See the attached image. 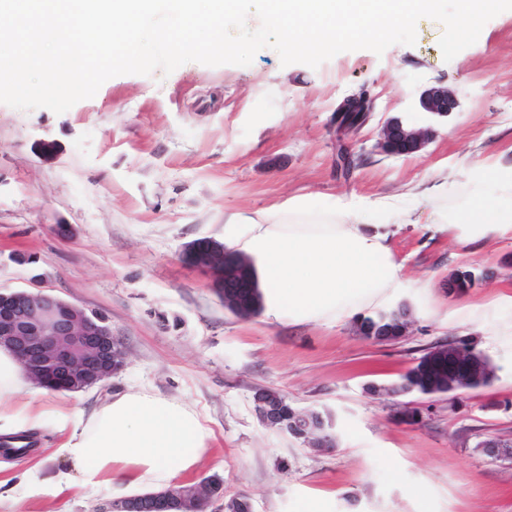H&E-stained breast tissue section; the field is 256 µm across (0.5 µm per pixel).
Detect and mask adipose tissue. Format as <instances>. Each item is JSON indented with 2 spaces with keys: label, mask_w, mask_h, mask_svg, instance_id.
<instances>
[{
  "label": "adipose tissue",
  "mask_w": 512,
  "mask_h": 512,
  "mask_svg": "<svg viewBox=\"0 0 512 512\" xmlns=\"http://www.w3.org/2000/svg\"><path fill=\"white\" fill-rule=\"evenodd\" d=\"M474 188L463 207L433 211L429 227L465 245L512 239V163L491 155L465 172ZM415 214L387 200L314 205L289 199L286 207L234 216L224 222L227 248L253 264L268 311L298 323L337 322L363 304H382L403 287V266L390 244L393 226L416 223ZM29 379L0 349V436L70 427L56 454L63 465L47 477L31 472L14 485L24 497L59 495L75 480L109 487L115 482L157 489L195 471L210 438L188 403L140 390L105 399L91 411L37 409Z\"/></svg>",
  "instance_id": "ef3b65f1"
}]
</instances>
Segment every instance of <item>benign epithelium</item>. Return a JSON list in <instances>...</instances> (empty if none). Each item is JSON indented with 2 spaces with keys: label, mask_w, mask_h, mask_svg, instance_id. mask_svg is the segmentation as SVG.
<instances>
[{
  "label": "benign epithelium",
  "mask_w": 512,
  "mask_h": 512,
  "mask_svg": "<svg viewBox=\"0 0 512 512\" xmlns=\"http://www.w3.org/2000/svg\"><path fill=\"white\" fill-rule=\"evenodd\" d=\"M426 112L440 117L456 108L452 94L432 88L420 97ZM373 102L366 91L346 97L336 112L370 115ZM428 129H407L396 121L385 125L378 143L386 154L417 152L428 139ZM229 250L210 240H199L189 249L191 265L211 274L217 281L224 308L238 310L243 297L242 268L226 262ZM0 348L10 351L23 371L41 387L54 391L81 392L104 383L124 367L125 352L107 319L66 301L44 289L0 291ZM434 357L448 362V392L459 397L486 386L494 368L474 344L450 341L432 349ZM283 399L270 389L254 394V408L261 421L304 440L312 448H332L334 440L324 418L316 412L294 413L290 425L283 424ZM488 457L512 463V434L491 432L477 444ZM211 496L205 481L160 492L112 500L94 512H200Z\"/></svg>",
  "instance_id": "7a95c632"
}]
</instances>
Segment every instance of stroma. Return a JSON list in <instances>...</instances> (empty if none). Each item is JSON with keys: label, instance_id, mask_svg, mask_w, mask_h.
<instances>
[{"label": "stroma", "instance_id": "1", "mask_svg": "<svg viewBox=\"0 0 512 512\" xmlns=\"http://www.w3.org/2000/svg\"><path fill=\"white\" fill-rule=\"evenodd\" d=\"M442 32L430 20L414 45L343 52L315 69L282 65L265 47L247 66L189 62L168 75H119L59 115L0 103V287L37 284L104 315L126 351L123 370L102 386L48 390L37 405L89 411L141 389L185 400L211 433L187 481L219 477L225 497L249 496L252 512H303L310 502L322 512H512V464L476 448L484 434L512 430V345L490 333L512 322V307L496 302L512 289V240L467 253L421 225L399 231L393 248L407 285L393 301L410 305L413 323L384 343L359 334L360 316L336 324L237 317L214 279L184 258L196 240L223 242L225 217L296 196L317 205L387 198L423 218L432 203L415 187L433 175L447 180L449 205L460 204L461 168L512 146V11L449 61ZM439 86L458 102L443 119L419 104ZM363 88L374 98L370 118L339 137L336 108ZM393 119L435 135L417 153L384 155L377 143ZM342 148L354 160L347 174L337 167ZM466 269L479 281L449 290ZM472 308L480 323H465ZM451 340L492 361L489 386L458 399L375 393ZM261 388L322 412L335 448L265 427L253 404ZM65 437L33 432L27 455L0 458V480L37 464L46 473L60 467ZM142 491L77 486L0 500V512H93Z\"/></svg>", "mask_w": 512, "mask_h": 512}]
</instances>
